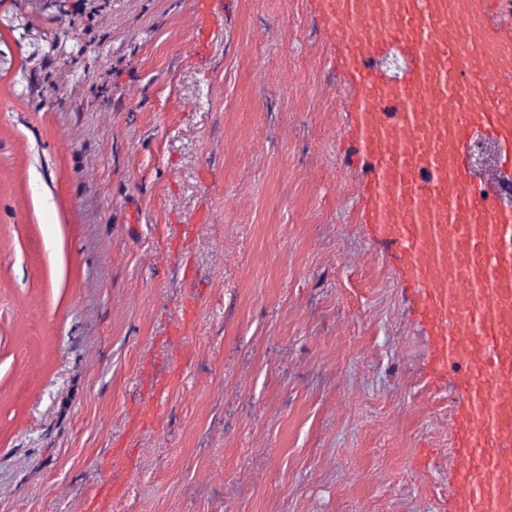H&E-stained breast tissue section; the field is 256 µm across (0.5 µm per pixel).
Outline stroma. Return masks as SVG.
Here are the masks:
<instances>
[{"mask_svg":"<svg viewBox=\"0 0 512 512\" xmlns=\"http://www.w3.org/2000/svg\"><path fill=\"white\" fill-rule=\"evenodd\" d=\"M358 94L317 0H0V512H455Z\"/></svg>","mask_w":512,"mask_h":512,"instance_id":"35a3bbf8","label":"stroma"}]
</instances>
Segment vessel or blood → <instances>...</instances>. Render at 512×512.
Wrapping results in <instances>:
<instances>
[{"label":"vessel or blood","mask_w":512,"mask_h":512,"mask_svg":"<svg viewBox=\"0 0 512 512\" xmlns=\"http://www.w3.org/2000/svg\"><path fill=\"white\" fill-rule=\"evenodd\" d=\"M489 0H319L361 94L370 223L397 245L465 409L455 423L456 512H512V210L469 175L474 128L512 161V32ZM412 65H373L386 45Z\"/></svg>","instance_id":"vessel-or-blood-1"}]
</instances>
